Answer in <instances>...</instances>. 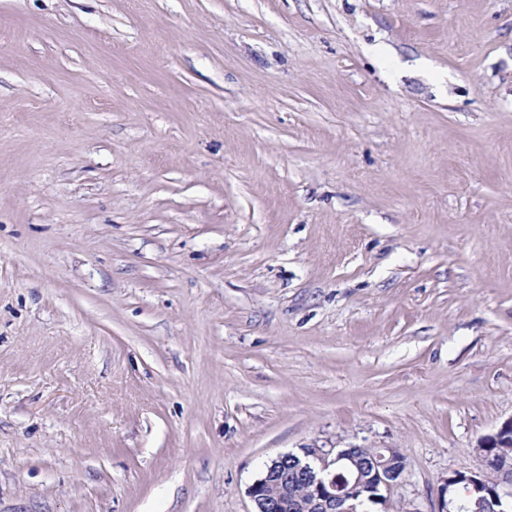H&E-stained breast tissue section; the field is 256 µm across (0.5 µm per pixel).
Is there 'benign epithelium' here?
<instances>
[{
	"instance_id": "obj_1",
	"label": "benign epithelium",
	"mask_w": 512,
	"mask_h": 512,
	"mask_svg": "<svg viewBox=\"0 0 512 512\" xmlns=\"http://www.w3.org/2000/svg\"><path fill=\"white\" fill-rule=\"evenodd\" d=\"M512 440V417L505 420L498 430L480 438L477 448L482 449L498 439ZM345 460L350 466L359 468L356 457L349 453H336L335 458L317 448L313 452L306 451L299 457L286 453L272 460L267 466L266 476L255 481L249 488V495L255 505L254 512H281L286 506L293 485L288 482V469L284 464L293 466L297 475L304 477L307 485V510L305 512H355V497L344 501L336 500V463ZM406 468L403 455L396 448H384L373 461L374 472L370 477L372 483L382 485L384 496L388 497L400 485V482L390 479L386 469L392 462Z\"/></svg>"
}]
</instances>
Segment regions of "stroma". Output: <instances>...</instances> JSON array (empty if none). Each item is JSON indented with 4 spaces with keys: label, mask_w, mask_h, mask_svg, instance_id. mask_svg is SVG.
Masks as SVG:
<instances>
[{
    "label": "stroma",
    "mask_w": 512,
    "mask_h": 512,
    "mask_svg": "<svg viewBox=\"0 0 512 512\" xmlns=\"http://www.w3.org/2000/svg\"><path fill=\"white\" fill-rule=\"evenodd\" d=\"M510 417L512 0H0V512Z\"/></svg>",
    "instance_id": "35a3bbf8"
}]
</instances>
